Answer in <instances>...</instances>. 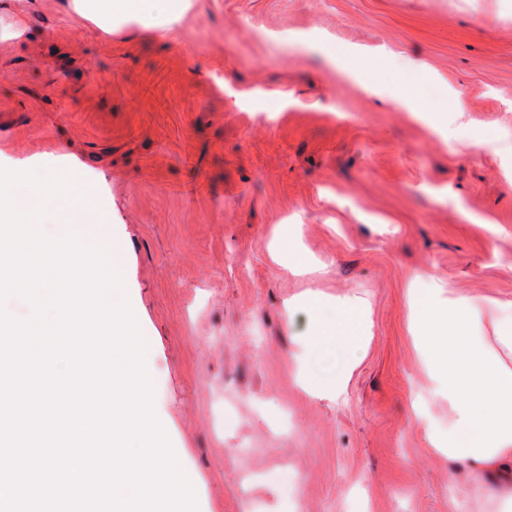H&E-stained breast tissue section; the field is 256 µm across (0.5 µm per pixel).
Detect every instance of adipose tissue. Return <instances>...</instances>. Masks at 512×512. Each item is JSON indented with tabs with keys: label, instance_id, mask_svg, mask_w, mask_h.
<instances>
[{
	"label": "adipose tissue",
	"instance_id": "adipose-tissue-1",
	"mask_svg": "<svg viewBox=\"0 0 512 512\" xmlns=\"http://www.w3.org/2000/svg\"><path fill=\"white\" fill-rule=\"evenodd\" d=\"M179 0H70L74 15L111 30L114 17L135 18L175 11ZM411 333L424 373L437 396L456 407L459 416L447 434H430L429 443L454 458L471 459L480 471L494 474L489 499L512 500V369L502 364L495 347L512 350V302L458 293L440 281L431 288H410ZM499 311L495 339L487 341L477 328L478 313ZM311 331L306 343L341 341L346 359H353L362 328V305L350 299L326 310L310 308Z\"/></svg>",
	"mask_w": 512,
	"mask_h": 512
}]
</instances>
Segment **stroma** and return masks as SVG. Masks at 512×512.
Instances as JSON below:
<instances>
[{
    "instance_id": "obj_1",
    "label": "stroma",
    "mask_w": 512,
    "mask_h": 512,
    "mask_svg": "<svg viewBox=\"0 0 512 512\" xmlns=\"http://www.w3.org/2000/svg\"><path fill=\"white\" fill-rule=\"evenodd\" d=\"M0 17L23 26L0 38V168L68 172L109 214L96 238L121 253L197 512H487L485 478L428 445L458 413L422 371L407 282L512 301V0H184L108 32L67 0ZM344 48L366 85L330 63ZM408 71L462 102L442 132L395 105ZM293 224L298 275L271 256ZM349 297L360 361L309 395L286 306ZM282 466L298 497L265 481Z\"/></svg>"
}]
</instances>
